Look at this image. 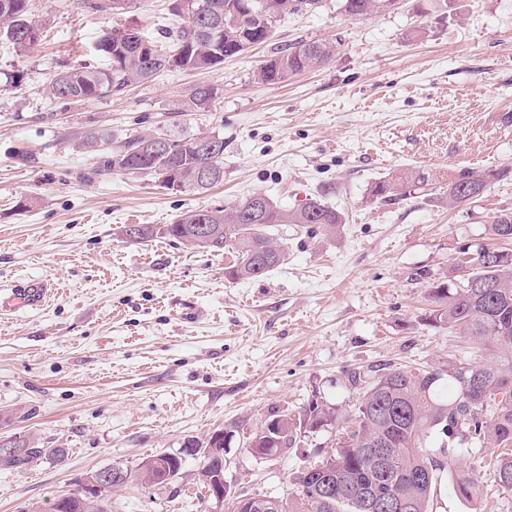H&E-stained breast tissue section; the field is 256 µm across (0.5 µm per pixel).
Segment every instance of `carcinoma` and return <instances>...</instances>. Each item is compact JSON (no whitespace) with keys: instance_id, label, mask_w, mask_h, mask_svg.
I'll return each mask as SVG.
<instances>
[{"instance_id":"carcinoma-1","label":"carcinoma","mask_w":512,"mask_h":512,"mask_svg":"<svg viewBox=\"0 0 512 512\" xmlns=\"http://www.w3.org/2000/svg\"><path fill=\"white\" fill-rule=\"evenodd\" d=\"M30 0H0V36L19 52L35 41H24L30 18ZM212 11L191 23L181 19L168 33L172 45L163 46L142 36L136 28H111L104 32L96 51L108 59L103 69L80 66L60 72L46 85L47 95L65 103L85 102L117 94L129 86L149 81L163 70L202 71L243 55L252 45L274 37L276 25L286 14L313 12L321 0H199ZM394 0H341V12L361 20L393 11ZM93 12H114L122 0H84ZM340 42H302L279 49L262 61L255 77L276 85L288 77L328 64L339 53ZM216 96L214 87L198 84L189 88L187 108L209 112ZM152 133L129 135L119 150L106 161L105 170L150 176L166 186L171 179L182 181L188 190H206L224 180L220 160H211L195 146L197 135L165 133L170 152L143 158L142 145ZM212 166L218 175L199 187L196 172ZM508 170L470 168L458 171L441 183L431 170L396 169L376 182L371 197L382 203L414 198L429 199L441 191L448 207L468 205L484 195ZM211 225V242L194 241L200 221ZM342 213L318 196L297 209L277 204L263 193H254L229 208L187 210L167 225L164 235L189 248L223 250L232 248L235 262L227 267L230 281L263 276L287 259L284 247L271 234L277 224H316L324 233L336 231ZM493 240L512 242V210H502L488 225ZM463 266L477 277L480 288L453 280L431 287L436 309L425 321L436 326L459 327L468 335L506 347L504 354L489 364L458 365L448 373L455 393L446 401L435 396L442 372L434 369H402L384 366L364 375L353 371L348 380L357 390L354 409L346 414L323 401L312 400L297 414H282L254 432L248 447L262 459H272L302 435L337 425L341 437L333 451L309 464L295 477L297 489L279 498L275 512H370L367 501L381 496L409 504V512H430L442 481L449 482L455 496L466 502L477 499L478 486L471 471L453 470L444 462L452 448L464 441L493 445L512 444V250L480 245L466 251ZM16 451L0 458V466L21 469L44 449L29 439L16 436ZM219 458L199 456L198 482L221 469ZM498 485L512 493V454L497 462Z\"/></svg>"}]
</instances>
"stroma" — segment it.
<instances>
[{
  "instance_id": "obj_1",
  "label": "stroma",
  "mask_w": 512,
  "mask_h": 512,
  "mask_svg": "<svg viewBox=\"0 0 512 512\" xmlns=\"http://www.w3.org/2000/svg\"><path fill=\"white\" fill-rule=\"evenodd\" d=\"M38 42L18 52L0 37V290L44 282V306L0 314V437L63 448V462L0 468V512H51L86 473L136 467L189 440L233 430L224 477L241 494L282 497L337 430L297 439L280 458L248 450L272 415L312 399L352 410L347 374L395 365L446 371L487 359L484 342L433 327L430 283L446 280L462 244H488L494 215L512 208V180L454 209L439 199L372 201L398 167L447 176L463 168L512 169V0H453L425 14L424 0L346 19L339 0L281 18L270 41L207 71H161L106 98L63 104L44 87L79 65L104 67L94 46L132 25L161 39L178 19L171 0H134L128 12L92 14L81 0H31ZM340 41L327 65L283 83L254 77L281 45ZM216 88L212 111L186 112L191 86ZM109 143L79 148L82 133ZM140 132L218 134L224 180L171 192L155 179L104 171L114 142ZM325 192L340 210L335 234L282 224L288 253L267 275L228 282L232 250L184 248L168 237L124 238L131 224L164 227L183 211L231 206L255 192L296 208ZM498 446L466 442L449 460L476 470L475 505L442 482L433 512H512L495 475ZM196 459L176 492L131 483L112 512H204Z\"/></svg>"
}]
</instances>
